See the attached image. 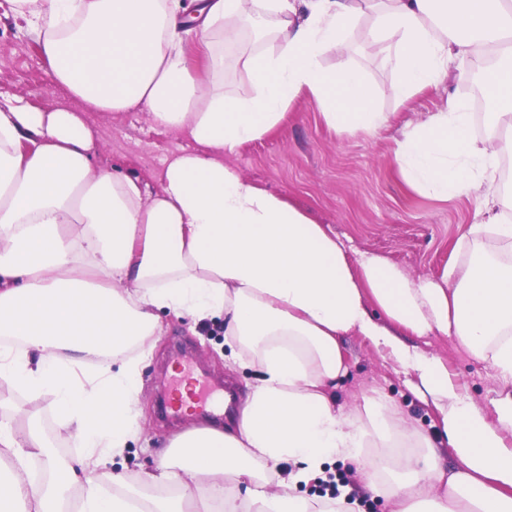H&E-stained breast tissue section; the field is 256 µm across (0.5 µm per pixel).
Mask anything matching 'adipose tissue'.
<instances>
[{"label":"adipose tissue","mask_w":512,"mask_h":512,"mask_svg":"<svg viewBox=\"0 0 512 512\" xmlns=\"http://www.w3.org/2000/svg\"><path fill=\"white\" fill-rule=\"evenodd\" d=\"M12 2L53 85L106 116L143 109L196 148L166 160L154 191L93 166L79 113L19 98L0 107V336L20 344L0 345V380L51 397L29 410L26 432L0 414V451L21 463L48 458L52 474L47 483L0 474V512H183L188 499L201 512H357L360 493L391 512H512V263L481 253L460 275L413 281L224 163L279 127L302 94L340 133L372 135L390 122L358 66L323 64L359 26L383 46L402 102L445 84L453 64L491 57L488 140L468 137L469 104L451 95L403 132L395 163L410 192L482 194L475 236L512 246L494 189L496 160L512 156V0ZM256 14L274 19L276 47L244 59L255 92L229 100L187 68L184 25L233 42ZM163 310L223 318L231 356L247 353L260 375L234 426L177 435L158 471L131 476L114 462L139 436L144 342ZM430 334L453 338L503 385L493 415L439 357L408 342ZM348 336L416 374L438 438L384 394L337 402ZM46 410L76 441L75 458H52ZM337 461L354 465L358 488L298 493Z\"/></svg>","instance_id":"obj_1"}]
</instances>
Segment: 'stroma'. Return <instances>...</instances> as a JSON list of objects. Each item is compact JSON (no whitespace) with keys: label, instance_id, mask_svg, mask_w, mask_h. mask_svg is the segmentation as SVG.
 <instances>
[{"label":"stroma","instance_id":"stroma-1","mask_svg":"<svg viewBox=\"0 0 512 512\" xmlns=\"http://www.w3.org/2000/svg\"><path fill=\"white\" fill-rule=\"evenodd\" d=\"M211 51H204L198 34H185L184 57L192 73L222 87L225 96L253 93V85L241 66L246 52H268L273 39L224 42L211 37ZM351 58L367 74L380 111L395 113L388 127L374 136L339 134L323 120L308 96L298 97L283 123L261 139L245 143L225 154L224 162L240 176L259 187L281 195L330 228L343 242L358 251L377 255L396 265L411 279L441 280L448 268L463 269L473 251H500L498 243L473 237L481 222L483 199L472 195L445 202L410 193L397 173L394 155L404 125L422 122L439 111L448 95L465 97L472 112L469 135L486 137L483 114L486 96L476 93V75L484 62L471 61L453 70L445 86L415 95L399 103L392 94L394 74L381 54L367 48L362 31L349 36ZM48 65L42 59L33 33L16 24L8 0H0V97H18L31 107L45 110L66 108L82 113L91 130L95 166L139 177L158 188L168 157L194 144L186 137L155 125L147 112L133 109L107 117L52 86ZM468 239L469 249L456 250L459 239ZM162 332L148 338L151 350L141 366L140 435L126 452L130 473L154 469L175 433L197 428L195 417L175 424L160 420L157 384L173 346H180L183 359L223 375L237 394L258 376L256 369L224 358V322L220 319L192 322L171 313H161ZM421 350L440 356L485 412H492L496 383L485 364L458 350L452 339L436 335L419 339ZM347 372L336 389L340 403L355 404L374 391H384L419 431L435 435V413L412 389V371L383 359L373 344L361 336L344 340Z\"/></svg>","mask_w":512,"mask_h":512}]
</instances>
